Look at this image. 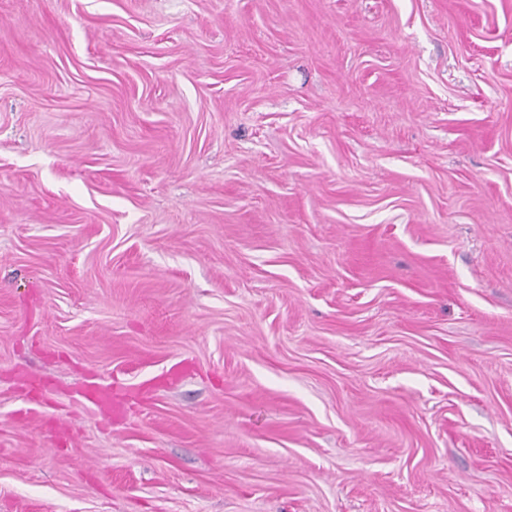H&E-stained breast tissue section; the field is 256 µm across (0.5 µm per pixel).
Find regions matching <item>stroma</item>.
I'll return each instance as SVG.
<instances>
[{"label": "stroma", "instance_id": "1", "mask_svg": "<svg viewBox=\"0 0 512 512\" xmlns=\"http://www.w3.org/2000/svg\"><path fill=\"white\" fill-rule=\"evenodd\" d=\"M0 512H512V0H0ZM118 378L101 377L87 379L76 391V400L93 411L104 412L112 418V390L120 383Z\"/></svg>", "mask_w": 512, "mask_h": 512}]
</instances>
